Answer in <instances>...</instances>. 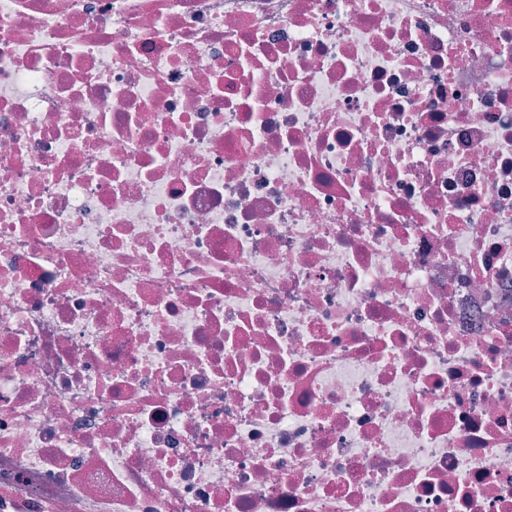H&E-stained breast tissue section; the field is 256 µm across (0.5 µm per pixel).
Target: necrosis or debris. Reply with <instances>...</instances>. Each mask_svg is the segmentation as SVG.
<instances>
[{
    "instance_id": "4bbe7bcc",
    "label": "necrosis or debris",
    "mask_w": 512,
    "mask_h": 512,
    "mask_svg": "<svg viewBox=\"0 0 512 512\" xmlns=\"http://www.w3.org/2000/svg\"><path fill=\"white\" fill-rule=\"evenodd\" d=\"M0 512H512V0H0Z\"/></svg>"
}]
</instances>
